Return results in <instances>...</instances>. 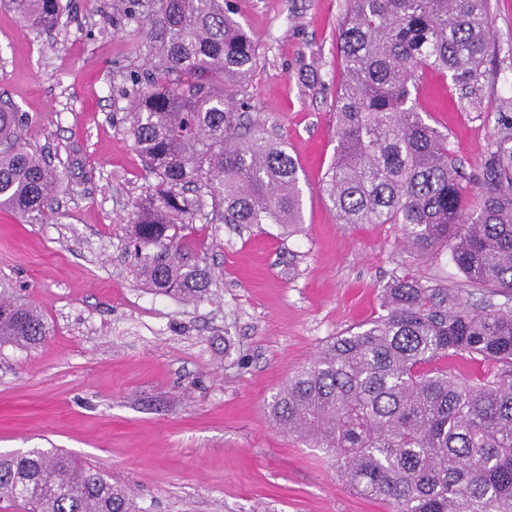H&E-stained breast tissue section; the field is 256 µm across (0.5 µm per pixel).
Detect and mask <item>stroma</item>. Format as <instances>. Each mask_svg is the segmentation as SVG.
Returning <instances> with one entry per match:
<instances>
[{
	"instance_id": "obj_1",
	"label": "stroma",
	"mask_w": 512,
	"mask_h": 512,
	"mask_svg": "<svg viewBox=\"0 0 512 512\" xmlns=\"http://www.w3.org/2000/svg\"><path fill=\"white\" fill-rule=\"evenodd\" d=\"M127 5L71 0L42 33L0 7V100L63 175L44 223L0 210V289L50 327L35 346L0 345V453L63 449L127 486L142 512H391L264 411L322 345L378 314L392 280L464 285L448 249L417 254L396 225L339 223L321 191L348 0L228 2L260 48L252 77L224 94L297 160L303 229L185 225L214 278L197 305L146 290L133 271L129 215L153 179L126 120L146 53ZM489 11L480 109L436 72L420 97L474 180L512 120V0Z\"/></svg>"
}]
</instances>
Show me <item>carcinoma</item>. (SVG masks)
Wrapping results in <instances>:
<instances>
[{
  "mask_svg": "<svg viewBox=\"0 0 512 512\" xmlns=\"http://www.w3.org/2000/svg\"><path fill=\"white\" fill-rule=\"evenodd\" d=\"M70 2L8 6L46 32ZM140 7L150 68L129 132L156 183L131 217L135 274L197 303L213 275L177 228L200 219L299 232V166L224 97L259 50L226 0H130V16ZM490 33L488 0H348L339 28L336 146L321 191L342 224H397L410 249H449L465 287L388 284L378 315L322 346L266 409L392 512H512V121L471 185L419 99L423 74L437 71L480 108ZM23 129L1 104L0 209L40 224L63 178ZM48 334L41 312L0 291V344ZM453 356L495 371L474 381L426 368ZM2 498L24 512H139L129 488L62 450L0 454Z\"/></svg>",
  "mask_w": 512,
  "mask_h": 512,
  "instance_id": "carcinoma-1",
  "label": "carcinoma"
}]
</instances>
